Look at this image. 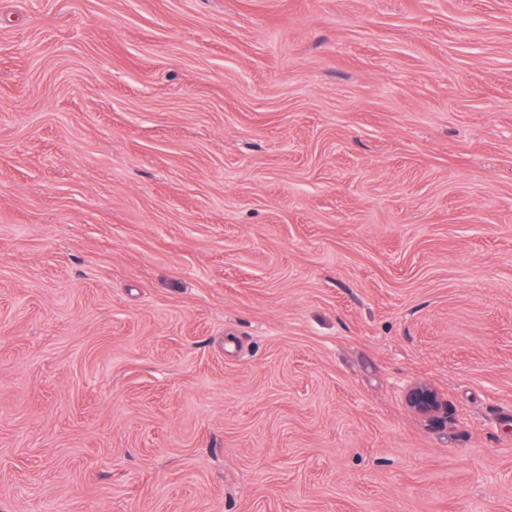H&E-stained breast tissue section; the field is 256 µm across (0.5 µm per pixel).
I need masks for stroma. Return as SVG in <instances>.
<instances>
[{
  "instance_id": "35a3bbf8",
  "label": "stroma",
  "mask_w": 512,
  "mask_h": 512,
  "mask_svg": "<svg viewBox=\"0 0 512 512\" xmlns=\"http://www.w3.org/2000/svg\"><path fill=\"white\" fill-rule=\"evenodd\" d=\"M0 512H512V0H0ZM406 403L415 413L429 419L434 418L445 405L436 388L426 381H417L409 386Z\"/></svg>"
}]
</instances>
